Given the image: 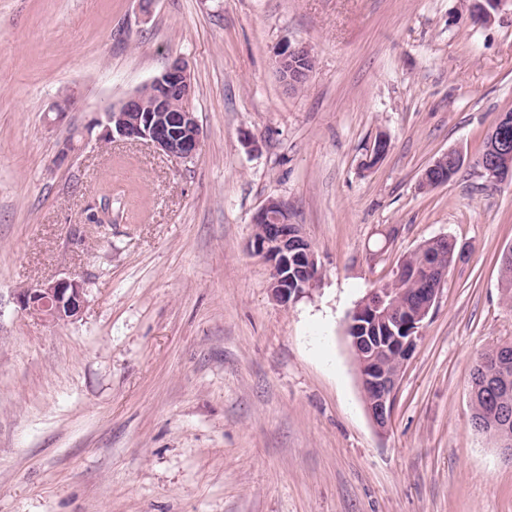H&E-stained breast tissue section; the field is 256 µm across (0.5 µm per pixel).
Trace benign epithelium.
<instances>
[{
  "mask_svg": "<svg viewBox=\"0 0 512 512\" xmlns=\"http://www.w3.org/2000/svg\"><path fill=\"white\" fill-rule=\"evenodd\" d=\"M512 0H477L473 22L488 25L503 6ZM311 51L302 44L284 43L275 64L281 81L290 90L306 82L311 68ZM147 86L151 104L145 105L135 92L120 104L95 113L87 131L100 128L97 140L146 144L178 161H190L201 152L203 131L190 107L191 75L181 59L171 61ZM493 145L484 157L483 173L493 182H503L499 157L512 154V139L491 130ZM463 162L461 154L444 153L429 165L421 176L426 182L437 171L448 169L447 162ZM252 223L263 225L253 236L252 247L271 267L270 290L276 301H294L315 286L318 268L311 243L299 225L290 223L288 205L270 197L255 213ZM435 284L424 289L421 313L405 317L398 313L399 287L413 279L411 271L399 266L392 277L373 289L353 310L349 326L351 347L360 362L361 386L367 412L374 425L385 430L392 418L401 373L420 338L422 323L434 306L448 271L432 266ZM84 285L68 277L38 284L17 295L20 308L52 321L78 317L85 307Z\"/></svg>",
  "mask_w": 512,
  "mask_h": 512,
  "instance_id": "1",
  "label": "benign epithelium"
}]
</instances>
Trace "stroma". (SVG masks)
I'll use <instances>...</instances> for the list:
<instances>
[{"label":"stroma","mask_w":512,"mask_h":512,"mask_svg":"<svg viewBox=\"0 0 512 512\" xmlns=\"http://www.w3.org/2000/svg\"><path fill=\"white\" fill-rule=\"evenodd\" d=\"M469 4L0 0V512H512V460L469 404L478 355L512 341V185L476 164L512 110V7L476 28ZM289 40L314 56L296 92L275 70ZM176 58L197 158L89 136L57 164L95 112ZM451 150L457 174L421 188ZM109 191L124 213L87 223ZM270 197L320 270L285 305L250 247ZM438 236L465 255L381 431L349 316ZM63 276L85 284L78 318L19 308L21 289Z\"/></svg>","instance_id":"1"}]
</instances>
